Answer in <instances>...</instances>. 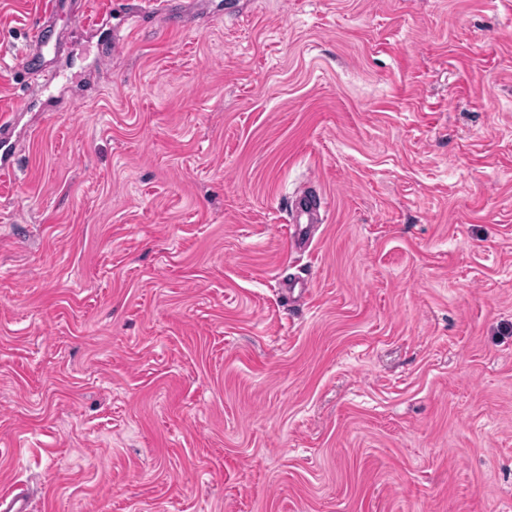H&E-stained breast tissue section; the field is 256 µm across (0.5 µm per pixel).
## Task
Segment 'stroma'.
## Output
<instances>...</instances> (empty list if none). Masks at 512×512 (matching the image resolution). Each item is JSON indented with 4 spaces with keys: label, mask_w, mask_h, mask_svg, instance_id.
<instances>
[{
    "label": "stroma",
    "mask_w": 512,
    "mask_h": 512,
    "mask_svg": "<svg viewBox=\"0 0 512 512\" xmlns=\"http://www.w3.org/2000/svg\"><path fill=\"white\" fill-rule=\"evenodd\" d=\"M105 2L61 0L42 91L0 0V488L512 512V0ZM324 199L303 192L292 205V242L295 249H300L309 240L315 224L321 221L320 210L324 207Z\"/></svg>",
    "instance_id": "stroma-1"
}]
</instances>
